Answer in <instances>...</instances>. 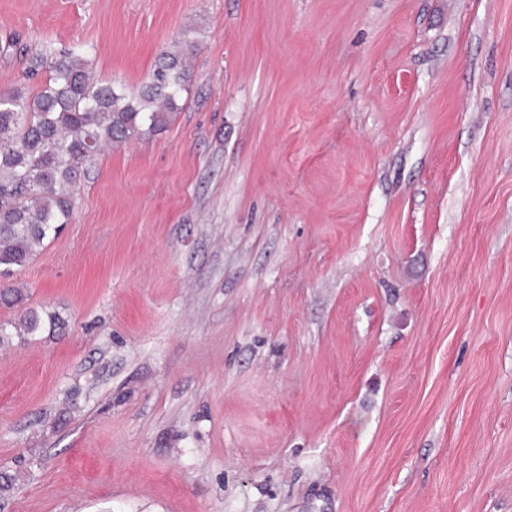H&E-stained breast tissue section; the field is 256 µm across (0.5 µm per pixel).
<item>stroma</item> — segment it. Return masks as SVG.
I'll return each instance as SVG.
<instances>
[{
  "label": "stroma",
  "instance_id": "stroma-1",
  "mask_svg": "<svg viewBox=\"0 0 512 512\" xmlns=\"http://www.w3.org/2000/svg\"><path fill=\"white\" fill-rule=\"evenodd\" d=\"M180 108L6 278L0 512H512V0H0ZM64 325V320L54 312L24 308L18 317L0 321V347L12 345L15 340L19 343L34 340L46 331L48 336H53Z\"/></svg>",
  "mask_w": 512,
  "mask_h": 512
}]
</instances>
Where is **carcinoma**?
Wrapping results in <instances>:
<instances>
[{
    "instance_id": "1",
    "label": "carcinoma",
    "mask_w": 512,
    "mask_h": 512,
    "mask_svg": "<svg viewBox=\"0 0 512 512\" xmlns=\"http://www.w3.org/2000/svg\"><path fill=\"white\" fill-rule=\"evenodd\" d=\"M187 90L185 51H165L133 94L93 75L84 50H68L32 95L0 93V278L35 259L70 222L81 175L108 147L160 131ZM26 301L0 290V304ZM65 325L54 312L25 308L0 321V347L25 343Z\"/></svg>"
}]
</instances>
